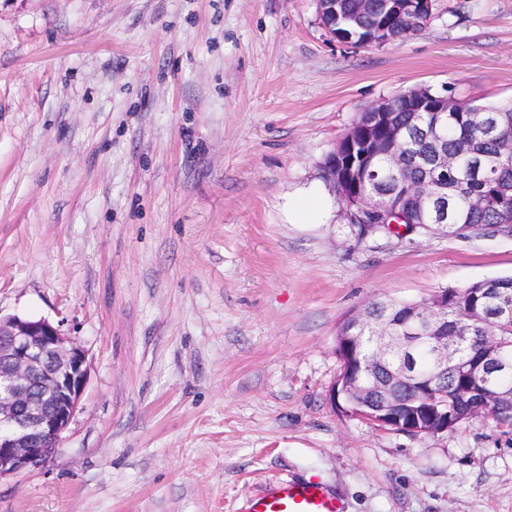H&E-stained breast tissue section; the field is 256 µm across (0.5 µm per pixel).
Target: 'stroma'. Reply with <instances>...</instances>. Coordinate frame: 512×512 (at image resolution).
I'll return each mask as SVG.
<instances>
[{
	"mask_svg": "<svg viewBox=\"0 0 512 512\" xmlns=\"http://www.w3.org/2000/svg\"><path fill=\"white\" fill-rule=\"evenodd\" d=\"M417 87L512 102V0H434L369 47L315 0H0V314L62 323L89 363L0 512H241L281 479L347 512H512V426L410 436L329 400L348 313L512 275V238H358L321 179ZM317 4V17L324 30L332 37L341 39L355 46L381 45L391 41L389 26L383 23L379 28L368 35L360 36L350 26H336V1L315 0ZM346 28V29H345Z\"/></svg>",
	"mask_w": 512,
	"mask_h": 512,
	"instance_id": "obj_1",
	"label": "stroma"
}]
</instances>
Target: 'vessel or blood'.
Returning <instances> with one entry per match:
<instances>
[{
	"label": "vessel or blood",
	"mask_w": 512,
	"mask_h": 512,
	"mask_svg": "<svg viewBox=\"0 0 512 512\" xmlns=\"http://www.w3.org/2000/svg\"><path fill=\"white\" fill-rule=\"evenodd\" d=\"M245 512H346V507L320 484L282 480L248 500Z\"/></svg>",
	"instance_id": "1"
}]
</instances>
